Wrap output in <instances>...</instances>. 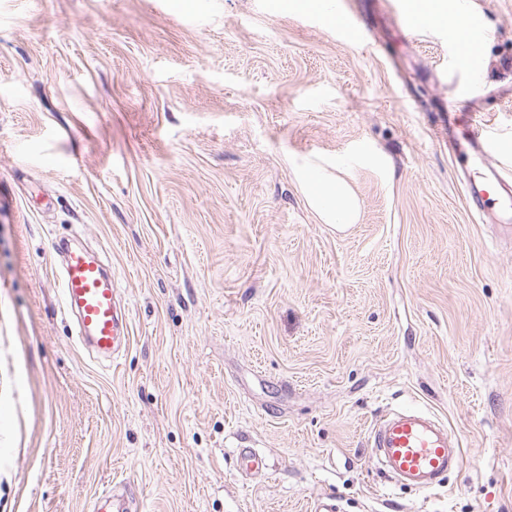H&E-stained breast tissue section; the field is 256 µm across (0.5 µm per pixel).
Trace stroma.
<instances>
[{"mask_svg":"<svg viewBox=\"0 0 512 512\" xmlns=\"http://www.w3.org/2000/svg\"><path fill=\"white\" fill-rule=\"evenodd\" d=\"M330 5L362 37L291 0H0V512H512V240L434 137L449 110L512 158V0H458L490 33L460 92L447 28ZM318 165L359 223L309 206ZM67 239L112 270L116 360ZM406 406L464 454L427 494L371 458ZM299 178L309 203L326 224L345 228L357 223L360 205L345 178L313 167L300 172ZM62 253L58 275L65 303L78 316L79 339L89 342L97 354L112 355L114 360L126 338L121 336L124 318L118 311L114 279L86 251L67 247Z\"/></svg>","mask_w":512,"mask_h":512,"instance_id":"35a3bbf8","label":"stroma"}]
</instances>
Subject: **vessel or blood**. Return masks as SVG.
I'll return each mask as SVG.
<instances>
[{
	"label": "vessel or blood",
	"instance_id": "b4317fda",
	"mask_svg": "<svg viewBox=\"0 0 512 512\" xmlns=\"http://www.w3.org/2000/svg\"><path fill=\"white\" fill-rule=\"evenodd\" d=\"M487 36V31L475 23L460 33L458 41L471 60L456 67L455 87L477 83L480 71L474 58ZM457 120L456 113H445L440 139L448 142L457 159L483 167L478 178L468 180L466 196L478 214L493 210L501 235L511 238L512 194L506 190V170L488 161L504 147L488 129L477 130L466 143H459L453 136ZM58 275L65 303L77 313L80 340L89 342L99 355L119 356L125 341L121 334L124 318L117 307V287L101 262L82 249L69 247L63 251ZM371 442L377 464L391 479L422 491L441 485L448 473L463 465L462 448L452 441L443 425L422 412L384 414L371 429Z\"/></svg>",
	"mask_w": 512,
	"mask_h": 512
}]
</instances>
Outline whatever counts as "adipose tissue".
I'll return each mask as SVG.
<instances>
[{
  "label": "adipose tissue",
  "instance_id": "1",
  "mask_svg": "<svg viewBox=\"0 0 512 512\" xmlns=\"http://www.w3.org/2000/svg\"><path fill=\"white\" fill-rule=\"evenodd\" d=\"M299 178L309 203L325 223L340 228L357 223L360 205L345 178L316 168L303 170Z\"/></svg>",
  "mask_w": 512,
  "mask_h": 512
}]
</instances>
